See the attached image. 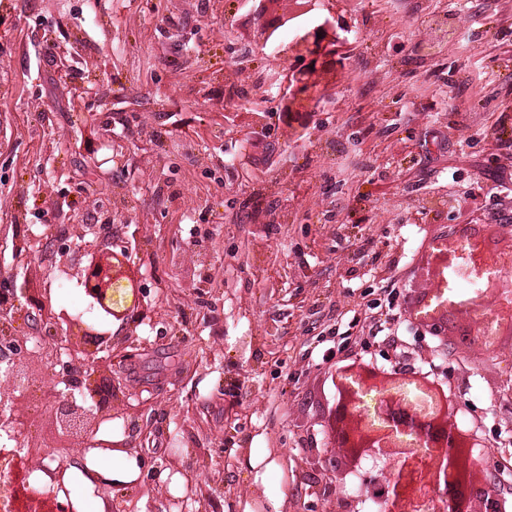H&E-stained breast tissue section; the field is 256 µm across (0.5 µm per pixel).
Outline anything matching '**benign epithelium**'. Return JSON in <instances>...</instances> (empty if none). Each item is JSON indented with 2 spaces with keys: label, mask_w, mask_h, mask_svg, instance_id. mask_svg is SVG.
Masks as SVG:
<instances>
[{
  "label": "benign epithelium",
  "mask_w": 512,
  "mask_h": 512,
  "mask_svg": "<svg viewBox=\"0 0 512 512\" xmlns=\"http://www.w3.org/2000/svg\"><path fill=\"white\" fill-rule=\"evenodd\" d=\"M264 0H251L254 20L253 39L261 48L268 44L270 26L263 14ZM301 12L307 22L295 31L288 48V61L275 65L267 78L266 90L288 103L290 112H315L331 104L322 88L336 78L337 57L342 55L352 28L345 16L336 13L334 0H302ZM12 257L31 258L36 250L45 252L54 269L82 286L89 308L116 330L101 331L81 314L53 310L50 289L35 291L17 284L18 273L0 279V452L1 458L20 473L45 469L50 485L37 494L20 484L14 495L0 502V512H77L72 498L65 494L64 475L72 467L83 469L89 485L102 495L104 512H141V496L116 490L119 483L109 474L85 466L91 448L122 450L138 457L140 475L159 504L171 500L169 481L160 480L161 470L143 453L150 435L164 432L168 409L151 406L147 414L130 403L142 391H128L118 402L124 372L148 338L140 335L147 328L168 321L166 296L161 290L149 299L140 281L129 273L132 255L115 250L99 240L94 224H43L40 232L12 230ZM465 268L456 274L479 275L488 265L485 250L472 241L464 247ZM126 284L133 294L131 305L112 300V288ZM491 309L512 312V278L495 284ZM438 307L433 315L419 321L426 331L448 342V326L442 313L448 309L443 292L436 294ZM23 320L27 331L15 323ZM32 387L50 388L55 394L49 410L58 440L52 445L27 446L6 450L11 442L26 437L27 422L20 415H4L14 403L29 394L21 382ZM383 402L377 418L384 424L375 427L358 442L343 428L349 417L347 402L333 404L323 417L325 445L343 444L355 454L370 457L375 470L367 489L383 492V512H424L428 496L439 495L437 512H507L512 482L490 470L485 487L475 492L466 470L456 457L459 435L447 405L446 416L436 413L433 398L419 382H408L388 391L378 389ZM109 422L121 423L123 439L112 440L104 431ZM173 456L166 468L170 474L186 477L183 512H215L218 494L224 487L221 471L200 461L188 470ZM325 486L319 494L320 512H340L344 485L336 476V463L323 458Z\"/></svg>",
  "instance_id": "obj_1"
}]
</instances>
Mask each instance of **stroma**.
I'll list each match as a JSON object with an SVG mask.
<instances>
[{"mask_svg": "<svg viewBox=\"0 0 512 512\" xmlns=\"http://www.w3.org/2000/svg\"><path fill=\"white\" fill-rule=\"evenodd\" d=\"M338 9L361 38L327 86L334 107L298 131L257 89L224 110L225 83L263 78L275 60L253 44L241 0H0V225L34 229L49 211L122 229L133 274L168 296L170 331L126 366L131 383L178 398L152 456L213 459L228 428L247 449L223 464L218 512H243L258 472L287 512H312L306 465L348 354L408 378L433 370L456 425L478 419L486 450L512 457L505 336L470 343L464 369L399 320L408 290H433L457 265V241L416 276L398 266L449 226L512 212V0ZM433 14L464 21L435 55L422 23ZM50 42L75 52L67 73ZM259 123L274 131L265 166L238 158ZM241 370L248 387L220 391Z\"/></svg>", "mask_w": 512, "mask_h": 512, "instance_id": "stroma-1", "label": "stroma"}]
</instances>
